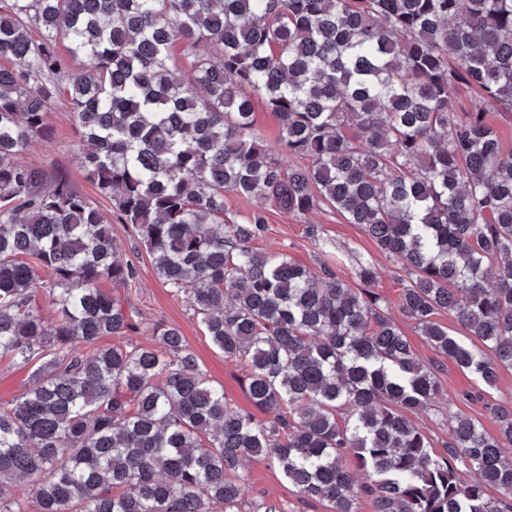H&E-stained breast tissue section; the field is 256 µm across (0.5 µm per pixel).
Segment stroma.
I'll list each match as a JSON object with an SVG mask.
<instances>
[{
	"mask_svg": "<svg viewBox=\"0 0 512 512\" xmlns=\"http://www.w3.org/2000/svg\"><path fill=\"white\" fill-rule=\"evenodd\" d=\"M49 123L52 128L51 139L33 142L26 154L27 160L61 168L94 205L103 212H110V201L101 196L96 187L83 176L81 155L76 149L79 134L67 99H60L54 104L49 114ZM268 216L265 236L254 243L257 251L284 252L304 265L318 266L325 255L318 242L305 233L306 225L317 224L323 236L333 243L336 254L342 258V274L350 285L358 283L355 269L359 260L376 258L379 271L377 289L390 303L392 320L407 337L415 354L422 361L439 367L443 410L462 411L479 419L486 431L496 432L498 423L489 408L497 403L512 401V369L501 370L495 386L486 388L469 372L458 369L436 352L396 307L401 269L393 262L379 257L376 245L360 225L346 223L340 214L327 208L305 216H295L273 207ZM112 231L123 258L130 261L136 271L132 283L117 287L114 291L116 297L129 303L138 324L137 329L128 333L127 342L151 345L149 327L156 322L178 327L196 353L210 382L223 388L231 404L252 409L253 404L246 389V360L224 357L223 353L211 345L185 299L173 295L158 279L151 259L130 226L116 222L112 225ZM472 392L477 395L473 401L468 398ZM244 472L247 476L246 501L271 498L280 503L282 512H327L322 503L301 497L283 479L279 470L266 460L250 459L244 466Z\"/></svg>",
	"mask_w": 512,
	"mask_h": 512,
	"instance_id": "obj_1",
	"label": "stroma"
}]
</instances>
